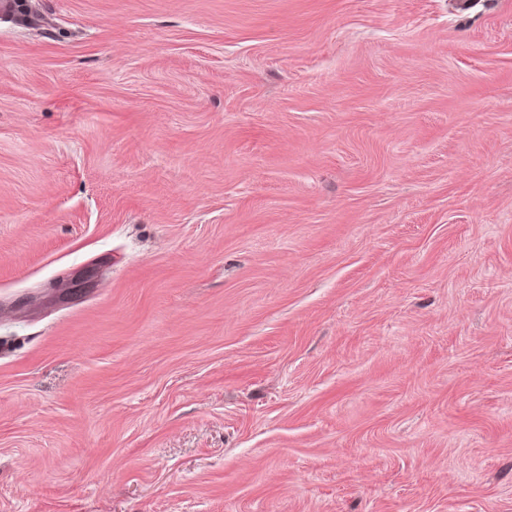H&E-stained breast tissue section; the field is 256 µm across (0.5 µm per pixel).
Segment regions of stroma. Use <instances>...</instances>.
I'll use <instances>...</instances> for the list:
<instances>
[{"instance_id":"35a3bbf8","label":"stroma","mask_w":512,"mask_h":512,"mask_svg":"<svg viewBox=\"0 0 512 512\" xmlns=\"http://www.w3.org/2000/svg\"><path fill=\"white\" fill-rule=\"evenodd\" d=\"M34 6L0 512H512V0Z\"/></svg>"}]
</instances>
